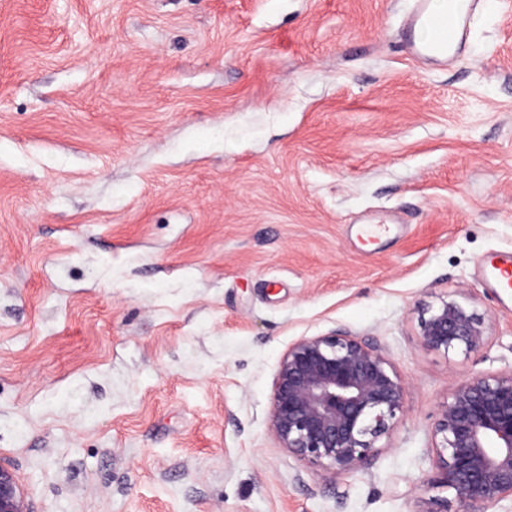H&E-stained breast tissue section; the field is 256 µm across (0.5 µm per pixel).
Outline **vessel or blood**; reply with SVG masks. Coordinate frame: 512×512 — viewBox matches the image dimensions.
<instances>
[{
    "label": "vessel or blood",
    "instance_id": "1",
    "mask_svg": "<svg viewBox=\"0 0 512 512\" xmlns=\"http://www.w3.org/2000/svg\"><path fill=\"white\" fill-rule=\"evenodd\" d=\"M481 5L482 0H448L447 9L438 11L432 0H414L405 20L409 54L423 62L460 60ZM484 272L502 293L512 292V251L489 254Z\"/></svg>",
    "mask_w": 512,
    "mask_h": 512
}]
</instances>
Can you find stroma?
Wrapping results in <instances>:
<instances>
[{
	"label": "stroma",
	"instance_id": "35a3bbf8",
	"mask_svg": "<svg viewBox=\"0 0 512 512\" xmlns=\"http://www.w3.org/2000/svg\"><path fill=\"white\" fill-rule=\"evenodd\" d=\"M413 63L412 0H0V463L31 512H416L432 423L512 369V8ZM486 317L464 354L417 308ZM377 343L405 413L364 468L280 448L302 336ZM486 277L502 293L512 292V251H499L489 254L484 260ZM418 335L427 348L469 354L486 343L487 326L484 317L467 303L448 297L423 309Z\"/></svg>",
	"mask_w": 512,
	"mask_h": 512
}]
</instances>
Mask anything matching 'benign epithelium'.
<instances>
[{
    "instance_id": "benign-epithelium-1",
    "label": "benign epithelium",
    "mask_w": 512,
    "mask_h": 512,
    "mask_svg": "<svg viewBox=\"0 0 512 512\" xmlns=\"http://www.w3.org/2000/svg\"><path fill=\"white\" fill-rule=\"evenodd\" d=\"M421 343L430 349L482 348V315L456 298L422 311ZM407 387L381 349L352 334L302 336L279 361L270 424L280 447L325 475L356 471L379 453L378 441L404 412ZM432 482L447 495L419 512H498L512 501V370L460 381L433 428ZM0 512H29L17 472L0 464Z\"/></svg>"
}]
</instances>
